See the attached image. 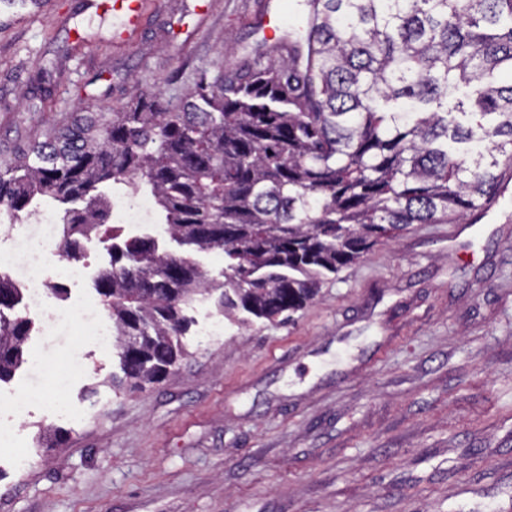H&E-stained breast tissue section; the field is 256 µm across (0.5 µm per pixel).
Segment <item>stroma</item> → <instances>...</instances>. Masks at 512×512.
I'll list each match as a JSON object with an SVG mask.
<instances>
[{"label":"stroma","mask_w":512,"mask_h":512,"mask_svg":"<svg viewBox=\"0 0 512 512\" xmlns=\"http://www.w3.org/2000/svg\"><path fill=\"white\" fill-rule=\"evenodd\" d=\"M113 0H46L0 29V163L149 87L179 106L201 71L245 70L297 0H147L129 39ZM417 224L323 283L291 320L186 311V354L161 382L115 389V350L77 319L28 315L0 381V512H512V190L456 242ZM110 244L49 310L99 301ZM223 322L221 335L203 325ZM68 373L61 394L41 396Z\"/></svg>","instance_id":"obj_1"}]
</instances>
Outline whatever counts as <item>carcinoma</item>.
<instances>
[{"label": "carcinoma", "instance_id": "cac0c4a2", "mask_svg": "<svg viewBox=\"0 0 512 512\" xmlns=\"http://www.w3.org/2000/svg\"><path fill=\"white\" fill-rule=\"evenodd\" d=\"M281 49L238 78L201 75L177 111L160 89L81 107L0 166V212L65 205L71 259L106 234L108 182L148 190L179 245L224 252L218 283L150 237L112 244L96 287L114 387L170 373L194 302L218 291L228 318H289L379 242L464 220L512 167V0H306ZM20 301L0 276V381L24 362L30 322L4 313Z\"/></svg>", "mask_w": 512, "mask_h": 512}]
</instances>
